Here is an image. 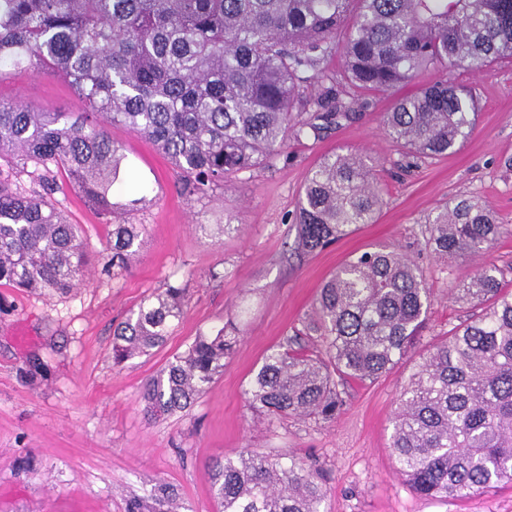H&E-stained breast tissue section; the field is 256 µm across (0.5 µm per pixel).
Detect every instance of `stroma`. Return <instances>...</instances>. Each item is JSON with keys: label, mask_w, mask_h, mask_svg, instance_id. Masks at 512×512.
Masks as SVG:
<instances>
[{"label": "stroma", "mask_w": 512, "mask_h": 512, "mask_svg": "<svg viewBox=\"0 0 512 512\" xmlns=\"http://www.w3.org/2000/svg\"><path fill=\"white\" fill-rule=\"evenodd\" d=\"M457 83L477 97L480 114L460 150L409 166L381 118L396 98L369 94L359 119L319 140L289 141L288 158L240 173L198 198L182 191L170 161L146 138L114 126L126 162L150 191L131 212L142 225L137 256L107 271L108 218L64 173L54 175L51 202L79 225L91 264L86 283L66 293L0 286V512H128L152 489L173 491L180 512H218L212 466L248 448L315 463L326 483L323 512H512V485L433 501L416 495L394 466L392 418L420 354L473 307L452 297L478 269L505 270L512 282V62ZM0 100L47 112L83 111L62 78L15 71L0 77ZM355 150L375 165L384 205L336 244L296 258L294 212L305 180L323 158ZM458 197L478 199L505 229L484 253L447 261L423 247L428 218ZM225 224L223 236L204 232ZM380 246L397 247L418 264L432 303L414 347L373 381H350L330 422L288 418L269 424L248 408L245 390L264 355L308 316L329 276L344 262ZM185 285L183 318L163 343L121 364L112 361L113 331L148 297ZM241 329L224 370L188 409L150 415L146 383L202 333L228 318ZM39 360L40 371L26 370Z\"/></svg>", "instance_id": "35a3bbf8"}]
</instances>
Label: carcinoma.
<instances>
[{
  "instance_id": "obj_1",
  "label": "carcinoma",
  "mask_w": 512,
  "mask_h": 512,
  "mask_svg": "<svg viewBox=\"0 0 512 512\" xmlns=\"http://www.w3.org/2000/svg\"><path fill=\"white\" fill-rule=\"evenodd\" d=\"M333 55L342 68L327 72ZM512 59V0H0V75L67 79L88 111L45 112L0 101V157L47 183L61 169L109 215L146 200L143 183L114 200L125 155L107 126L145 136L171 159L189 195H206L252 168L288 156V139L322 138L368 107L364 92L400 98L382 125L421 160L463 145L478 112L456 85L458 68ZM382 205L375 166L360 154L324 158L308 175L294 250L310 255L374 222ZM503 225L461 198L429 221L425 247L473 255ZM140 225H112L111 265L136 253ZM79 228L48 198L0 179V286L66 293L87 273ZM483 267L455 289L479 315L420 355L399 396L390 448L417 495L446 501L512 482V291ZM186 288L170 285L114 331L120 364L162 344L184 314ZM431 306L418 265L397 248L366 251L334 271L303 331L272 349L245 390L269 419L331 421L339 387L375 379L413 346ZM239 337L234 321L197 336L146 385L151 414L191 406L224 369ZM219 512H322L321 472L294 457L242 451L216 466ZM152 512H177L167 488Z\"/></svg>"
}]
</instances>
